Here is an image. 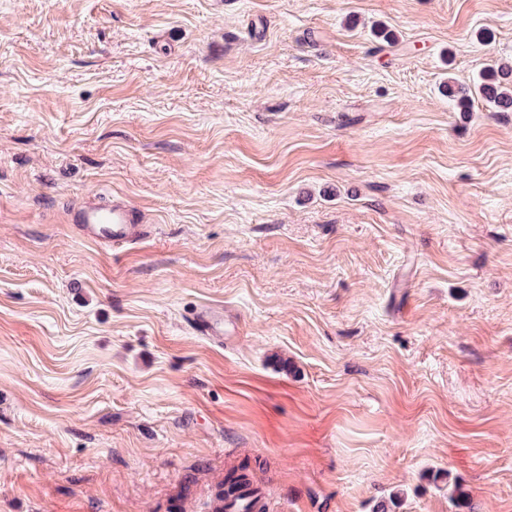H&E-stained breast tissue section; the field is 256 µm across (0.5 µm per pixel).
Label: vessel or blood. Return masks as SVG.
Segmentation results:
<instances>
[{
  "instance_id": "1",
  "label": "vessel or blood",
  "mask_w": 512,
  "mask_h": 512,
  "mask_svg": "<svg viewBox=\"0 0 512 512\" xmlns=\"http://www.w3.org/2000/svg\"><path fill=\"white\" fill-rule=\"evenodd\" d=\"M71 221L86 240L135 243L141 226L136 209L126 203L100 206L88 204L75 210ZM191 321L199 334L220 343L224 340V310L206 306L192 313Z\"/></svg>"
}]
</instances>
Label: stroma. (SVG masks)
<instances>
[{"mask_svg": "<svg viewBox=\"0 0 512 512\" xmlns=\"http://www.w3.org/2000/svg\"><path fill=\"white\" fill-rule=\"evenodd\" d=\"M497 62L512 0H0V512L244 463L269 512H512V112L440 91ZM71 222L83 238L93 242L108 240L133 244L141 232L136 208L128 203L87 204L73 212ZM193 327L208 340L224 342V308L206 306L191 314Z\"/></svg>", "mask_w": 512, "mask_h": 512, "instance_id": "stroma-1", "label": "stroma"}]
</instances>
